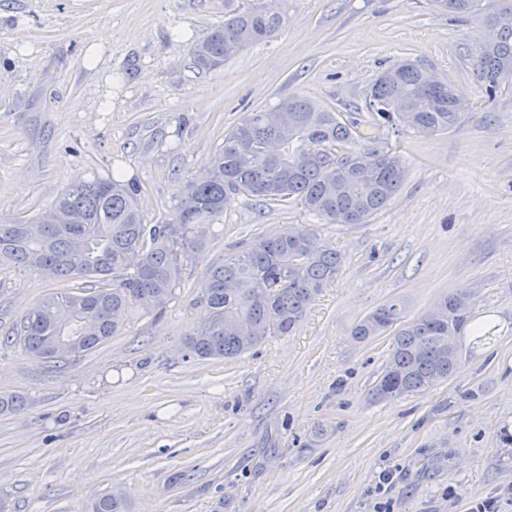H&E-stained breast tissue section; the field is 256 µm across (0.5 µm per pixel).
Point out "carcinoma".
<instances>
[{"label": "carcinoma", "mask_w": 512, "mask_h": 512, "mask_svg": "<svg viewBox=\"0 0 512 512\" xmlns=\"http://www.w3.org/2000/svg\"><path fill=\"white\" fill-rule=\"evenodd\" d=\"M455 16L489 18L512 0H433ZM284 23L272 9L249 8L224 20L191 47L195 65L216 69L245 48L274 38ZM493 98L512 90V14L469 58ZM412 59L382 70L365 97L372 120L343 116L300 94L281 98L271 112L246 113L224 134L205 179L186 182L170 217L145 222L141 186L94 177L66 189L47 209L0 221V264L61 280L98 279L86 293L63 288L29 309L10 342L30 356L61 362L103 344L121 329L134 305L155 316L181 284L183 267L214 240L211 227L234 191L266 205L293 201L323 224H367L400 191L406 169L400 154L380 144L385 127L422 137L457 125L459 98L450 83ZM343 256L311 224L286 235L259 237L213 265L197 296L200 315L185 344L201 359H232L270 336L291 334L334 281ZM77 313L68 328L61 313ZM466 290L444 297L411 322L404 303L390 299L353 328L370 341L397 327L389 359L371 390L376 401L424 392L461 367L460 339L471 319ZM74 337L69 354L54 351ZM86 512H125L112 494L92 499Z\"/></svg>", "instance_id": "obj_1"}]
</instances>
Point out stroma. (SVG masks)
<instances>
[{
    "label": "stroma",
    "instance_id": "obj_1",
    "mask_svg": "<svg viewBox=\"0 0 512 512\" xmlns=\"http://www.w3.org/2000/svg\"><path fill=\"white\" fill-rule=\"evenodd\" d=\"M248 6L280 12V35L199 71L192 44ZM485 32L429 0H0V220L117 168L155 223L244 113L293 93L357 111L406 58L470 105L431 137L384 129L404 184L370 223L316 224L344 264L292 335L231 361L185 348L212 265L315 224L231 193L161 316L132 307L117 335L56 364L0 345V395L28 397L0 414L10 512H85L105 493L127 512H467L479 498L512 512V92L487 100L469 64ZM60 287L0 266V336ZM459 290L496 340L463 337L455 377L372 401L392 336L361 342L354 325L390 298L413 319Z\"/></svg>",
    "mask_w": 512,
    "mask_h": 512
}]
</instances>
